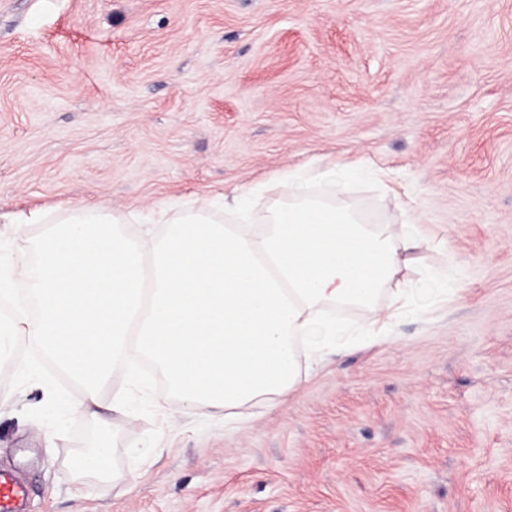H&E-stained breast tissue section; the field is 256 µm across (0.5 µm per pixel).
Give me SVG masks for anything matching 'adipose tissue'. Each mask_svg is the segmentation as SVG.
Wrapping results in <instances>:
<instances>
[{
    "label": "adipose tissue",
    "instance_id": "adipose-tissue-1",
    "mask_svg": "<svg viewBox=\"0 0 512 512\" xmlns=\"http://www.w3.org/2000/svg\"><path fill=\"white\" fill-rule=\"evenodd\" d=\"M342 170L282 174L274 187L284 201L260 228L217 221L204 205L171 221L157 213L160 236L138 241L108 230L100 203L62 222L46 210L17 215L16 235L45 230L41 259L25 269L0 326V357L26 337L79 384L87 410L111 364L138 355L184 400L227 421H245L256 400L276 406L302 383L303 357L381 337L423 286L401 272L432 237L337 206ZM339 306L363 309L364 324L337 323Z\"/></svg>",
    "mask_w": 512,
    "mask_h": 512
}]
</instances>
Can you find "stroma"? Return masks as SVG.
<instances>
[{"mask_svg":"<svg viewBox=\"0 0 512 512\" xmlns=\"http://www.w3.org/2000/svg\"><path fill=\"white\" fill-rule=\"evenodd\" d=\"M340 157L339 204L416 211L417 269L456 292L234 433L129 362L87 413L17 337L0 472L26 512H512V0H0L1 214L102 201L138 239L239 188L259 221L282 198L258 185ZM41 232L0 223V268ZM103 432L111 474L78 475Z\"/></svg>","mask_w":512,"mask_h":512,"instance_id":"obj_1","label":"stroma"}]
</instances>
